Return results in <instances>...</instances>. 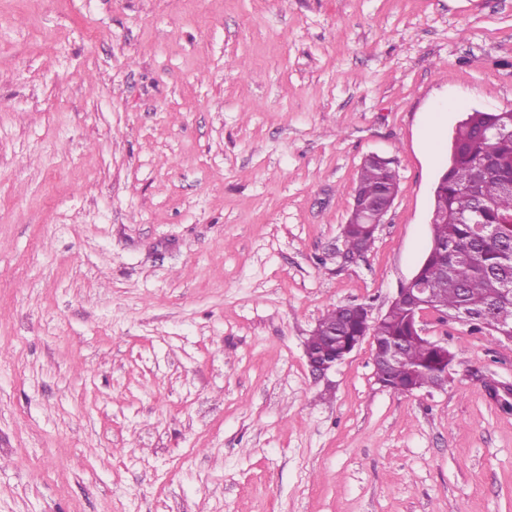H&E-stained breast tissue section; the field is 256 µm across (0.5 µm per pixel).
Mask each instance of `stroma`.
Instances as JSON below:
<instances>
[{
  "instance_id": "1",
  "label": "stroma",
  "mask_w": 512,
  "mask_h": 512,
  "mask_svg": "<svg viewBox=\"0 0 512 512\" xmlns=\"http://www.w3.org/2000/svg\"><path fill=\"white\" fill-rule=\"evenodd\" d=\"M509 108L512 0H0V512H512V342L426 314L455 366L410 394L305 356ZM372 153L399 190L345 267Z\"/></svg>"
}]
</instances>
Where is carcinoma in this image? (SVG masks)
Returning a JSON list of instances; mask_svg holds the SVG:
<instances>
[{"label":"carcinoma","instance_id":"1","mask_svg":"<svg viewBox=\"0 0 512 512\" xmlns=\"http://www.w3.org/2000/svg\"><path fill=\"white\" fill-rule=\"evenodd\" d=\"M437 182L433 207L448 212V223L431 227L432 245L416 270L431 301L448 305V316L481 312L473 329L499 339L512 336V319L498 312L512 309V112H468L448 145V166ZM357 189L382 202L397 195L392 161L362 165ZM349 252H368L375 241L368 225L347 226ZM324 336L316 337L323 359L340 354L363 329L357 311L340 314L335 307L321 318ZM404 347V361L389 370L394 386L405 378L430 388L443 387L455 354L428 347L415 336L403 296L391 301L379 348Z\"/></svg>","mask_w":512,"mask_h":512}]
</instances>
